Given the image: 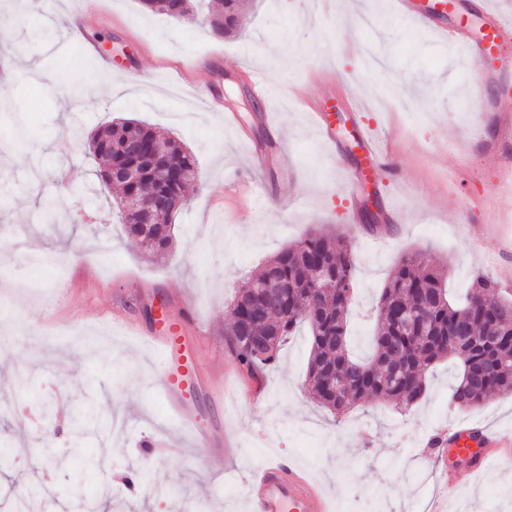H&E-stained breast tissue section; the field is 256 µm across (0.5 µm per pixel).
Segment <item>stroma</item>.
<instances>
[{"label": "stroma", "mask_w": 512, "mask_h": 512, "mask_svg": "<svg viewBox=\"0 0 512 512\" xmlns=\"http://www.w3.org/2000/svg\"><path fill=\"white\" fill-rule=\"evenodd\" d=\"M244 32L146 13L139 0H0V49L22 45L0 85V500L50 493L57 512L109 489L119 512H154L141 473L173 481L202 512H247L245 473L269 459L297 461L330 494L337 512H424L437 490L433 439L461 414L450 401L456 369L441 361L409 412L372 400L342 421L304 387L311 338L300 330L260 371L233 369L227 310L266 260L322 232L355 254L351 306L358 353L369 351L379 294L406 253L443 268L454 294L475 271L512 280V186L498 180L494 96L476 100L473 61L412 20L392 21L396 0H242ZM261 79L270 89L258 96ZM327 100L340 149L324 148L296 92ZM226 112L252 130L241 141ZM273 125H266L264 115ZM134 118L182 142L199 180L172 220L168 256L146 258L117 217L112 190L89 141L101 126ZM366 125L396 149L370 210L350 217L345 174L361 162L355 129ZM288 158L286 180L238 192L252 150ZM76 214L58 231L42 209ZM401 221L393 224L390 213ZM191 304L206 370L231 397L222 423L241 452L227 460L191 444L182 418L159 398L161 372L137 337L111 325L113 311L151 324L157 301ZM94 397L121 422L111 438L89 437L106 466L78 479L76 461L40 452V410L52 407L57 447H68L72 402ZM449 512H512V463H495Z\"/></svg>", "instance_id": "obj_1"}]
</instances>
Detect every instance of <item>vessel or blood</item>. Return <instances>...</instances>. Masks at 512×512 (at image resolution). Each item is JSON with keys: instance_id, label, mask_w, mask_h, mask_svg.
<instances>
[{"instance_id": "obj_1", "label": "vessel or blood", "mask_w": 512, "mask_h": 512, "mask_svg": "<svg viewBox=\"0 0 512 512\" xmlns=\"http://www.w3.org/2000/svg\"><path fill=\"white\" fill-rule=\"evenodd\" d=\"M481 20L479 34L439 24L436 15L416 11L411 0H398L400 17L419 22L435 31L440 40L472 58L481 74L512 70V18L492 9L487 0L476 6ZM308 110L317 131L328 145H336V130L318 103ZM358 143L371 171H359L347 181L348 194L356 201L365 197L368 176L382 177L389 171L394 153L391 145H379L369 128L358 127ZM157 355L162 374L161 397L167 409L185 414L189 438L193 444L221 449L232 454L235 447L217 424L201 428L198 413L189 409L190 393L206 394L212 408L224 407L225 394L212 386L208 372L200 360L198 339L191 328L189 313L171 317L163 326H134ZM443 448L437 454L439 491L427 505V512H446L450 500L458 497L462 484L460 473L486 472L500 453L512 450V438L475 422L449 426L443 434ZM249 512H333L320 485L297 463L272 459L247 481Z\"/></svg>"}]
</instances>
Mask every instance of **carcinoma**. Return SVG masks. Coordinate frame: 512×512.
Returning <instances> with one entry per match:
<instances>
[{
  "label": "carcinoma",
  "mask_w": 512,
  "mask_h": 512,
  "mask_svg": "<svg viewBox=\"0 0 512 512\" xmlns=\"http://www.w3.org/2000/svg\"><path fill=\"white\" fill-rule=\"evenodd\" d=\"M142 7L175 20H199L213 34L233 37L242 30L239 0H208L199 15L194 0H140ZM135 135L146 142L168 146L175 139L135 119L99 128L91 142L112 147L94 157L105 166L125 164L130 158L121 146ZM174 167L192 172L194 155L177 144ZM123 198L118 211L126 232L140 238L147 255L164 253L173 246L170 214L160 213L155 227L142 237L134 217L123 213L139 187L117 181ZM319 271L321 282L314 283ZM281 285L279 304L268 306L259 295L269 280ZM355 290V263L350 243L342 238L311 232L297 244L271 258L239 288L228 311L226 335L235 343L238 364L250 371L275 361L286 339L305 324L312 336L305 386L333 416H341L367 399L393 402L410 411L426 394L428 375L440 361H456L458 373L452 403L468 412L496 393H512V299L485 273H476L464 300L458 302L444 288V272L422 251L408 254L393 268L382 289L371 336V354L358 358L352 352L348 331L349 305ZM76 436L72 454L86 473L102 461L84 446L86 429L104 423L102 413L85 403L76 407Z\"/></svg>",
  "instance_id": "obj_1"
}]
</instances>
